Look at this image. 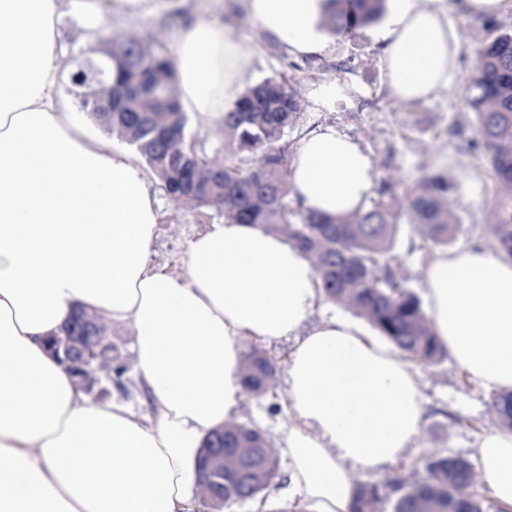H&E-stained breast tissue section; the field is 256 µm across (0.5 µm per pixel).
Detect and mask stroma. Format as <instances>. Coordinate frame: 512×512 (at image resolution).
Returning <instances> with one entry per match:
<instances>
[{"instance_id": "35a3bbf8", "label": "stroma", "mask_w": 512, "mask_h": 512, "mask_svg": "<svg viewBox=\"0 0 512 512\" xmlns=\"http://www.w3.org/2000/svg\"><path fill=\"white\" fill-rule=\"evenodd\" d=\"M448 17L456 27L462 46L459 68L446 88L426 100L401 102L387 90L383 67V46L373 26L355 34L341 35L330 48L317 55H296L261 29L246 12L243 0H147V8L138 13L113 10L96 22L73 9L71 0H61V31L67 48L59 61L62 79H69L76 64L89 49L83 36L94 27L97 36L135 35L160 41L174 51L178 31L162 25L165 14L182 11L191 19L224 24L234 41L247 53L249 66L240 82L249 87L268 78H285L297 90L301 107L281 142L288 154H295L301 138L311 130L331 125L357 139L370 154L379 177L394 176L401 185L410 186L425 176L441 172L451 181L470 175L467 189L457 190L450 204L460 218L451 249L474 246L491 236L502 208L512 196L496 182L486 158L470 154L462 139L476 135V117L469 106L470 76L478 52L488 40L501 33H512V11L497 17H476L464 12L461 0H445ZM338 81L351 93L346 101L331 108L317 107L314 91L321 85ZM187 141L198 154L220 157L226 165L250 169L255 154L239 151L233 137L221 123H205L190 116ZM152 190L158 200L160 221L153 248L154 268L177 273L183 269L187 245L195 236L223 223V211L214 205L191 207L168 196L160 183ZM441 250L415 227L400 222L391 254L408 287L424 296V276L430 262ZM291 340L265 342L245 339L244 350L259 348L277 366L273 387L267 395L244 396L235 418L261 429L273 446H280L281 434L291 414L285 399V370ZM412 370L423 394L425 416L416 446L393 464L390 474L413 471L420 455L451 454L474 461L480 433L497 429L488 413L493 393L472 380L452 359L425 366L413 364ZM481 424V431L470 427ZM280 478L262 498L237 504L228 512H301L297 498L280 497L287 485V456H280Z\"/></svg>"}]
</instances>
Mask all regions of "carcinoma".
Instances as JSON below:
<instances>
[{"mask_svg": "<svg viewBox=\"0 0 512 512\" xmlns=\"http://www.w3.org/2000/svg\"><path fill=\"white\" fill-rule=\"evenodd\" d=\"M381 3L351 0L350 13L331 15L328 25L353 35L379 15ZM471 81L477 137L466 140V148L486 156L497 182L512 193V34H499L484 45ZM67 91L102 130L135 147L172 199L197 207L217 205L229 222L285 234L311 260L324 296L365 318L404 358L429 365L448 355L390 256L404 215L435 246L453 239L459 220L449 204L454 186L445 175L433 174L403 189L392 178L383 179L377 198L348 217L297 213L288 207L289 172L279 141L299 101L284 81L268 78L247 88L224 113V129L238 149L260 152L245 172L198 155L186 142L188 116L178 101L172 60L135 36L99 43L93 64L71 75ZM488 246L512 257V210L493 225ZM59 334L70 352L67 367L86 393L125 390L128 367L114 354L108 321L77 308ZM275 371L273 362L252 350L243 364L244 391L267 393ZM488 412L512 428V391L495 395ZM200 469L201 498L218 512L257 499L279 477L277 452L264 433L235 420L206 439ZM421 469L422 477L357 485L350 512H379L385 503L391 512H489L467 460L426 456Z\"/></svg>", "mask_w": 512, "mask_h": 512, "instance_id": "cac0c4a2", "label": "carcinoma"}]
</instances>
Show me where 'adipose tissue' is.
<instances>
[{
    "label": "adipose tissue",
    "instance_id": "1",
    "mask_svg": "<svg viewBox=\"0 0 512 512\" xmlns=\"http://www.w3.org/2000/svg\"><path fill=\"white\" fill-rule=\"evenodd\" d=\"M291 52L327 50L332 0H244ZM60 0H0V512H199L206 437L243 399L242 341L295 337L282 434L288 492L312 512H349L354 477L384 474L423 426L401 353L357 322L308 320L318 299L306 255L256 224L189 241L184 274L151 265L158 212L139 164L79 119L59 83ZM391 95L425 100L456 73L461 43L443 0H384ZM249 59L223 25L181 29L175 78L185 111L231 109ZM376 186L366 150L327 126L305 136L292 196L329 217L362 210ZM432 328L474 381L512 390V260L438 256L425 276ZM133 328L139 417L91 400L44 347L75 308ZM474 455L488 494L512 508V432Z\"/></svg>",
    "mask_w": 512,
    "mask_h": 512
}]
</instances>
